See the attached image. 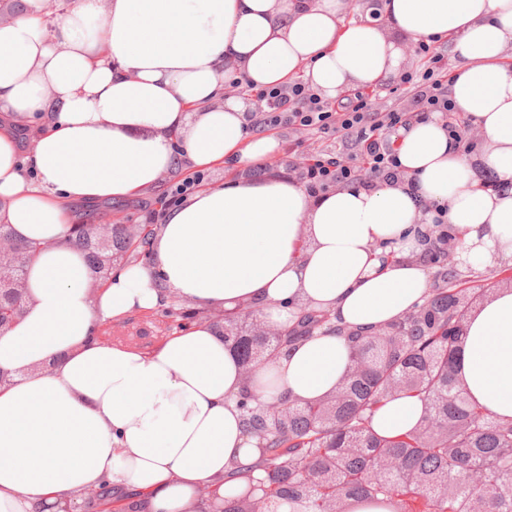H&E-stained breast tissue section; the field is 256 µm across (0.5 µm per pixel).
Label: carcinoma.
I'll use <instances>...</instances> for the list:
<instances>
[{
  "instance_id": "1",
  "label": "carcinoma",
  "mask_w": 512,
  "mask_h": 512,
  "mask_svg": "<svg viewBox=\"0 0 512 512\" xmlns=\"http://www.w3.org/2000/svg\"><path fill=\"white\" fill-rule=\"evenodd\" d=\"M151 232L129 235L120 224L97 232L80 224L75 244L99 276L116 259L147 258ZM0 328L20 312L15 276L24 275L39 245L12 240L6 224L0 237ZM453 257L439 266L428 300L379 333H349L352 367L336 393L323 402L276 400L258 404L245 395L239 406L250 431L263 439L264 475L249 482V494L224 498V512H245L247 498L266 497L270 512L287 504L293 512H346L349 502L384 504L405 512L400 496L424 500L422 512H512V423L492 419L469 402L455 376L465 323L492 292L467 285ZM325 314H302L288 334L260 348L235 324L224 341L240 363L262 358L327 323ZM424 402V415L410 433L382 438L370 428L372 410L389 395ZM307 471L311 479L302 478Z\"/></svg>"
}]
</instances>
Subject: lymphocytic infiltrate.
Returning a JSON list of instances; mask_svg holds the SVG:
<instances>
[{
  "mask_svg": "<svg viewBox=\"0 0 512 512\" xmlns=\"http://www.w3.org/2000/svg\"><path fill=\"white\" fill-rule=\"evenodd\" d=\"M422 59L419 69L402 77L405 98L386 112L376 111L372 97L362 91L345 95L336 104L323 102L303 83L257 93V109L248 113L252 128L272 131L283 128L306 130L336 137L338 151L300 155L297 144L288 150L297 160L290 164L296 179L311 196H319L337 186H372L380 181L406 182L398 160V132L427 121L432 115L445 117L449 136L465 151H473L472 124L454 115L442 55L426 42H418Z\"/></svg>",
  "mask_w": 512,
  "mask_h": 512,
  "instance_id": "f902f5d3",
  "label": "lymphocytic infiltrate"
}]
</instances>
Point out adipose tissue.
Instances as JSON below:
<instances>
[{
	"label": "adipose tissue",
	"instance_id": "1",
	"mask_svg": "<svg viewBox=\"0 0 512 512\" xmlns=\"http://www.w3.org/2000/svg\"><path fill=\"white\" fill-rule=\"evenodd\" d=\"M0 0V223L39 244L22 319L0 330V512H209L242 491L260 459L240 393L316 403L347 377L349 331H377L430 295L421 237L452 224L467 264L512 261V0ZM448 43L449 97L481 140L465 152L440 119L398 140L401 183L317 197L287 174L279 138L250 128L260 91L300 77L327 100L392 79L405 47ZM39 124L22 158L19 132ZM232 164L157 225L149 260L94 273L70 239L75 205L131 200L174 175ZM176 301L253 307L319 329L245 378L222 325L197 320L144 352L102 340L108 322ZM469 401L512 422V289L470 315L456 356ZM423 415L389 397L371 416L396 438Z\"/></svg>",
	"mask_w": 512,
	"mask_h": 512
}]
</instances>
